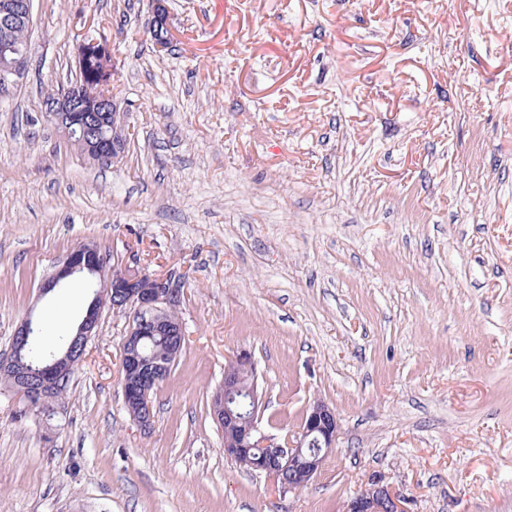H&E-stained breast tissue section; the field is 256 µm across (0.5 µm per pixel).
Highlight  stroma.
<instances>
[{
	"mask_svg": "<svg viewBox=\"0 0 512 512\" xmlns=\"http://www.w3.org/2000/svg\"><path fill=\"white\" fill-rule=\"evenodd\" d=\"M33 0L28 75L0 97V353L86 310L44 279L83 243L184 275L185 344L144 430L122 395L132 312L104 308L51 412L0 385V512H512V0ZM112 52L137 139L84 160L36 107ZM251 353L261 428L340 434L281 492L224 455L210 405ZM401 498L391 487L371 483L347 501L344 512H404Z\"/></svg>",
	"mask_w": 512,
	"mask_h": 512,
	"instance_id": "1",
	"label": "stroma"
}]
</instances>
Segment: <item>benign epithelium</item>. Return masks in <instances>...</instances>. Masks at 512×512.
<instances>
[{"label": "benign epithelium", "mask_w": 512, "mask_h": 512, "mask_svg": "<svg viewBox=\"0 0 512 512\" xmlns=\"http://www.w3.org/2000/svg\"><path fill=\"white\" fill-rule=\"evenodd\" d=\"M32 0H5L0 7V92L6 94L20 85L27 75V45L14 40L15 28L32 24ZM154 30L159 34L154 45L169 49L162 33L171 32L166 12L154 11ZM78 66L91 68L97 78L76 82L41 101L38 111L51 121L59 133L86 158L98 162L119 159L128 141V128L117 109L110 88L111 53L106 44L91 38L78 47ZM75 274L90 275L95 298L83 315L77 334V353L85 354L95 335L106 299L117 296L114 310L133 311L132 321L122 344V369L132 378L123 387L125 403H132V418L147 430L152 425L151 394L167 377L184 342L182 321L171 313L182 304L183 285L166 275H151L135 269L108 268V258L93 244H81L66 257L41 284L46 295ZM34 335L32 318L23 320L15 331L10 349L0 356V369L17 377L12 391L30 407L49 409V394L69 379L71 361L54 355L37 362L25 360L23 350ZM152 336H167L171 350L163 356L146 352L144 342ZM263 408L255 365L251 353L242 350L224 366V384L216 396L213 417L224 424V455L237 460L251 458L250 469L270 477L284 492L307 485L321 470L335 448L339 432L336 412L320 400L306 409L299 431L294 436L275 437L260 427ZM344 512H404L401 495L387 485L371 483L351 497Z\"/></svg>", "instance_id": "benign-epithelium-1"}]
</instances>
